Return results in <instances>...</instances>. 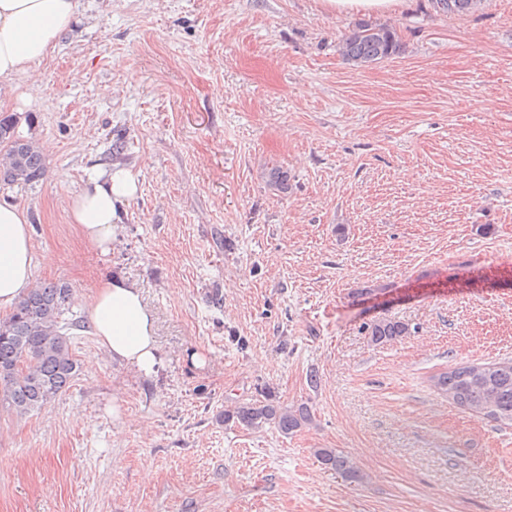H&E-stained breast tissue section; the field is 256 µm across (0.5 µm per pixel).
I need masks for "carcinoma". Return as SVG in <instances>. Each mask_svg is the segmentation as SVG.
<instances>
[{
    "label": "carcinoma",
    "mask_w": 512,
    "mask_h": 512,
    "mask_svg": "<svg viewBox=\"0 0 512 512\" xmlns=\"http://www.w3.org/2000/svg\"><path fill=\"white\" fill-rule=\"evenodd\" d=\"M481 0H431L435 10L447 14L467 13ZM401 48L390 25L359 21L340 42L342 57L356 67L388 59ZM45 174V160L36 143L16 133V119L0 118V184L33 186ZM73 292L69 286L37 281L0 318V393L18 418L51 403L74 380L78 362L71 351L68 330L78 323L65 318ZM409 333L408 324L378 318L368 326L375 345L387 344ZM431 386L462 412L512 426V360L467 363L430 377ZM310 409L279 404L271 397L239 403L224 410V422L247 429L273 426L288 435L311 423ZM314 455L326 469L349 483H360L363 474L346 455L334 448H316Z\"/></svg>",
    "instance_id": "1"
}]
</instances>
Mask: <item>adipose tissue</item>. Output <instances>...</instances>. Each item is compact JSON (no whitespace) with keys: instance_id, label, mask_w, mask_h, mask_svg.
I'll list each match as a JSON object with an SVG mask.
<instances>
[{"instance_id":"adipose-tissue-1","label":"adipose tissue","mask_w":512,"mask_h":512,"mask_svg":"<svg viewBox=\"0 0 512 512\" xmlns=\"http://www.w3.org/2000/svg\"><path fill=\"white\" fill-rule=\"evenodd\" d=\"M79 0H0V77L35 78L34 67L78 17ZM139 190L123 168L88 178L67 202V214L91 245L110 249L117 208ZM30 219L19 206L0 202V309L15 305L32 279ZM89 320L100 346L130 368L151 373L158 360L154 320L133 283L111 278L96 288L88 304Z\"/></svg>"}]
</instances>
